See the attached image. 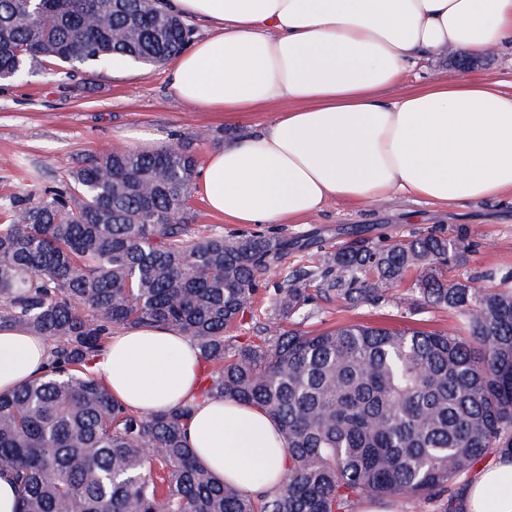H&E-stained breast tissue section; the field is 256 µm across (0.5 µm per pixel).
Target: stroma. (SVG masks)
<instances>
[{
    "label": "stroma",
    "mask_w": 512,
    "mask_h": 512,
    "mask_svg": "<svg viewBox=\"0 0 512 512\" xmlns=\"http://www.w3.org/2000/svg\"><path fill=\"white\" fill-rule=\"evenodd\" d=\"M468 70L477 79L491 78L512 91V52L481 55L470 66L446 53L406 77L401 91H414L435 79ZM271 110L243 118L221 112H202L177 98L163 68H148L124 60L121 70L101 63L74 77L48 75L41 69L0 81V215L15 197L40 195L45 187L65 180L78 164L91 156L120 149H145L137 135L146 132L170 146L189 142L198 162L226 140L258 132ZM191 235L227 236L261 232L297 242L298 247L274 270L262 275L254 306L235 334L239 342L262 335L273 320L275 290L288 271L314 266L323 252L362 239L374 244L400 239L435 228L448 234L465 231L477 244L465 262L448 272L449 278L477 277L484 288L499 284L502 272L512 271V199H487L438 205L422 199L394 195L381 202L329 200L323 210L303 224H228L207 208L201 191L189 202ZM387 300L377 306L318 301L302 321L305 331L329 329L348 323L392 329L420 328L451 335L462 332V321L452 310L416 305L408 285L391 287ZM464 478L446 490L419 501L397 498L395 512H460Z\"/></svg>",
    "instance_id": "1"
}]
</instances>
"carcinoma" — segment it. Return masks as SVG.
<instances>
[{"label":"carcinoma","mask_w":512,"mask_h":512,"mask_svg":"<svg viewBox=\"0 0 512 512\" xmlns=\"http://www.w3.org/2000/svg\"><path fill=\"white\" fill-rule=\"evenodd\" d=\"M192 29L168 0H0V79L51 66L68 76L120 56L161 66ZM197 158L190 145L86 159L0 224V326L53 343L46 377L0 395V467L18 512H351L355 501L424 499L494 451L512 453V289L444 270L467 234L362 241L293 271L275 319L316 298L378 305L412 280L424 305L463 317L471 339L350 323L264 328L238 345L264 269L288 239H188ZM167 325L212 367L211 396L262 408L280 426L288 473L272 497L217 481L185 444L189 415H139L89 366L112 332Z\"/></svg>","instance_id":"cac0c4a2"}]
</instances>
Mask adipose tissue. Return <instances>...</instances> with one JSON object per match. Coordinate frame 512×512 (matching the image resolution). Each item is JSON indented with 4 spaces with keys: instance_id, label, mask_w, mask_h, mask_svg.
Instances as JSON below:
<instances>
[{
    "instance_id": "1",
    "label": "adipose tissue",
    "mask_w": 512,
    "mask_h": 512,
    "mask_svg": "<svg viewBox=\"0 0 512 512\" xmlns=\"http://www.w3.org/2000/svg\"><path fill=\"white\" fill-rule=\"evenodd\" d=\"M212 32L166 69L170 89L206 112L268 107L256 134L212 152L198 181L228 224H300L332 199L402 193L432 203L512 196V93L460 73L386 99L418 61L512 47V0H169ZM44 337L0 328V394L40 377ZM139 414L189 408L186 443L218 480L269 496L288 469L261 409L204 395L195 341L155 324L113 331L91 365ZM463 512H512V455L470 480Z\"/></svg>"
}]
</instances>
